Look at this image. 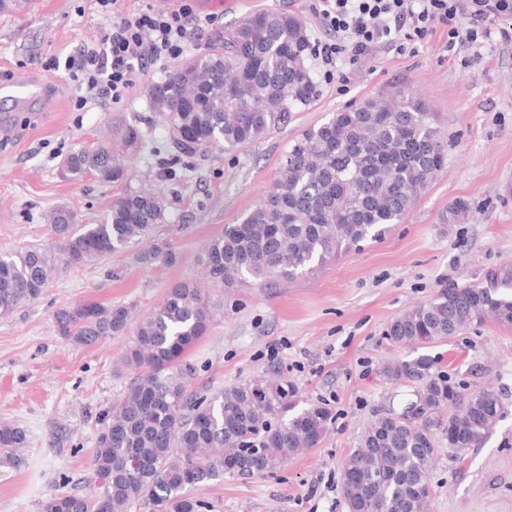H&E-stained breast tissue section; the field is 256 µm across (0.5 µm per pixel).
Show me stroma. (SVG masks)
Listing matches in <instances>:
<instances>
[{"instance_id":"stroma-1","label":"stroma","mask_w":512,"mask_h":512,"mask_svg":"<svg viewBox=\"0 0 512 512\" xmlns=\"http://www.w3.org/2000/svg\"><path fill=\"white\" fill-rule=\"evenodd\" d=\"M313 0H232L210 8L213 22L189 46L195 54L244 17L266 10L298 15L310 39L324 31ZM96 0H31L21 14H0V83L25 77L43 88L29 105L0 93V253L47 246L46 221L64 206L80 223H98L125 192L150 189L165 205L168 223L156 235L177 254L174 264H141L140 245L81 267H65L42 296L0 316V422L26 433L17 459L0 464V512H43L52 492L91 494V460L99 413L131 381L120 356L124 340L107 337L85 347L62 339L55 309L93 300L151 310L176 282L197 285L218 308L210 330L188 352L192 388L209 393L265 374L294 383L302 401L330 408L335 422L323 442L273 473L225 477L193 489L204 512H345L343 463L374 411L402 409L405 385L381 375L385 361L410 357L385 336L400 311L431 299L442 287L481 282L492 267L512 262V47H486L471 62L443 51L444 29L418 52L382 49L341 75H328L314 58L306 65L314 100L286 113L261 140L234 150L212 148L164 172L174 148L163 118L147 96L173 62L137 72L120 103L79 111L75 84L47 69L54 56L95 46L111 23ZM405 85L437 118L446 143L444 168L402 222L361 249L341 253L310 276L288 282H249L223 290L204 279L198 257L225 225L255 208L273 182L289 143L333 112ZM138 125L144 148L125 160L126 178L94 175L66 181L59 165L71 152L116 140ZM464 201V218L448 209ZM444 370L474 390L494 387L503 413L483 447L460 458L440 451L430 475L432 512H512V326L488 322L431 347Z\"/></svg>"}]
</instances>
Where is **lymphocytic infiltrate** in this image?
<instances>
[{
	"instance_id": "f902f5d3",
	"label": "lymphocytic infiltrate",
	"mask_w": 512,
	"mask_h": 512,
	"mask_svg": "<svg viewBox=\"0 0 512 512\" xmlns=\"http://www.w3.org/2000/svg\"><path fill=\"white\" fill-rule=\"evenodd\" d=\"M125 0H97L115 20L98 46L80 49L65 59H51L50 68H64L79 91L76 107L99 99L120 102L135 86V74L160 60L180 58L207 25L192 0L157 12L145 7L126 14ZM314 14L329 31L314 56L324 65L370 55L382 44L414 42L443 26L449 54L461 49L481 52L487 45L512 44V28L496 25L498 16L512 14V0H319Z\"/></svg>"
}]
</instances>
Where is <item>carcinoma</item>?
Here are the masks:
<instances>
[{
	"instance_id": "obj_1",
	"label": "carcinoma",
	"mask_w": 512,
	"mask_h": 512,
	"mask_svg": "<svg viewBox=\"0 0 512 512\" xmlns=\"http://www.w3.org/2000/svg\"><path fill=\"white\" fill-rule=\"evenodd\" d=\"M312 47L303 20L265 11L241 20L218 43L149 86L167 122L176 158L215 146L236 149L262 139L284 114L309 104L316 86L305 66ZM140 128L125 126L110 146L80 149L62 163L71 181L96 174L126 177L124 158L140 152ZM446 152L432 113L398 88L370 96L302 131L285 151L277 178L259 204L207 246L206 276L220 288L248 280H292L402 221L442 170ZM167 221L149 192L118 198L97 224H81L60 206L47 216L55 244L0 253V316L38 299L63 265L104 259L131 243L147 248L145 265L172 264L176 255L154 236ZM215 304L187 282L170 286L147 314L133 306L86 300L56 309L58 334L92 346L126 337L121 361L137 376L99 417L91 467L92 495L51 494L44 512H200L191 491L226 474L261 476L317 447L334 417L303 403L285 379L255 377L210 394L190 391L187 353L210 328ZM492 319L512 325V265L490 269L482 285L443 287L428 301L397 314L385 336L412 351L448 341ZM390 383L414 388L412 407L377 411L343 466V498L351 512H430L428 472L440 449L480 448L502 417L499 394L469 393L420 354L385 363ZM25 432L0 423V459L12 461Z\"/></svg>"
}]
</instances>
